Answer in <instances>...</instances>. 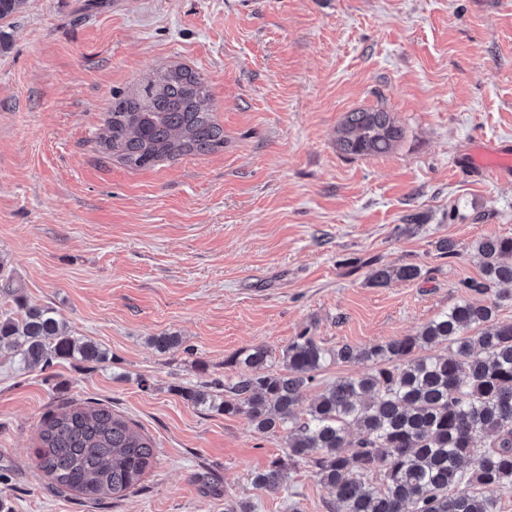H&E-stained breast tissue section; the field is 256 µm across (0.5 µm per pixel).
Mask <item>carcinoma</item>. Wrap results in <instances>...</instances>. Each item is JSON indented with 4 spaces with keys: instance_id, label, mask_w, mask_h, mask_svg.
Masks as SVG:
<instances>
[{
    "instance_id": "carcinoma-1",
    "label": "carcinoma",
    "mask_w": 512,
    "mask_h": 512,
    "mask_svg": "<svg viewBox=\"0 0 512 512\" xmlns=\"http://www.w3.org/2000/svg\"><path fill=\"white\" fill-rule=\"evenodd\" d=\"M399 137L389 113L361 110L347 114L337 143L348 155L384 154ZM101 142L123 165L142 169L212 152L224 146V130L214 122L204 79L174 68L140 94L112 100ZM474 254L481 277L459 287L486 295L512 283V237L482 239ZM420 275L414 264L383 265L371 284ZM505 300L512 295L462 299L414 336L362 348H327L303 333L284 350L283 372L269 369L273 356L265 347L243 348L226 360L237 369L232 383L215 379L184 398L242 415L260 432L286 433L285 458L249 475L258 490L280 486L288 471L306 464L336 512H500L492 493L512 491V322L497 319ZM18 306L21 319L0 317V349L13 350L24 365L102 360L99 347L71 336L51 308ZM440 344L448 353H427ZM330 362L370 368L329 384L299 417L304 388ZM37 457L57 492L120 499L153 467L155 445L108 407L69 404L42 421Z\"/></svg>"
}]
</instances>
